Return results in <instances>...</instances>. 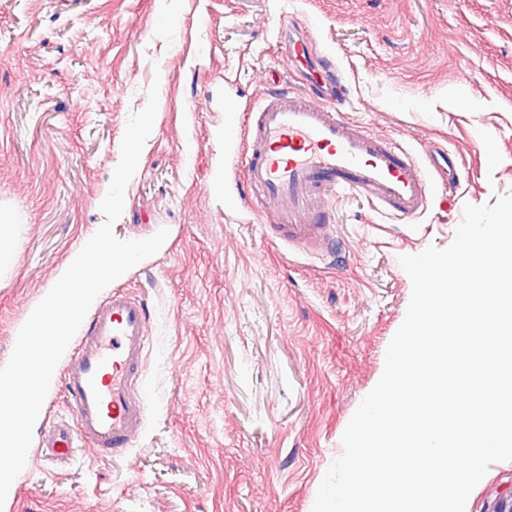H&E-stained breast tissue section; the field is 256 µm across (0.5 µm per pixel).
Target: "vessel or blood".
Returning a JSON list of instances; mask_svg holds the SVG:
<instances>
[{"label": "vessel or blood", "mask_w": 512, "mask_h": 512, "mask_svg": "<svg viewBox=\"0 0 512 512\" xmlns=\"http://www.w3.org/2000/svg\"><path fill=\"white\" fill-rule=\"evenodd\" d=\"M311 46L299 34L286 47L304 88L277 84L259 102L226 111L224 153L234 160L241 200L261 213L280 245L332 261L325 201L359 195L379 213L412 219L442 188L457 187L463 170L448 150L430 147L417 156L346 118L341 70ZM151 320L146 300L121 287L95 303L58 373L67 414L39 440L42 456L66 462L130 447L145 424L141 379Z\"/></svg>", "instance_id": "1"}]
</instances>
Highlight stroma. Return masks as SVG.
<instances>
[{"label":"stroma","mask_w":512,"mask_h":512,"mask_svg":"<svg viewBox=\"0 0 512 512\" xmlns=\"http://www.w3.org/2000/svg\"><path fill=\"white\" fill-rule=\"evenodd\" d=\"M349 81L346 115L465 179L410 221L329 201L339 268L281 248L224 170V113L288 78L290 29ZM158 107L121 240L168 229L118 278L153 312L147 420L129 452L53 464L31 451L15 512H312L355 410L382 376L412 283L465 205L512 192V0H0V210L19 244L0 274V360L100 209L131 113ZM512 494L494 463L465 512Z\"/></svg>","instance_id":"1"}]
</instances>
